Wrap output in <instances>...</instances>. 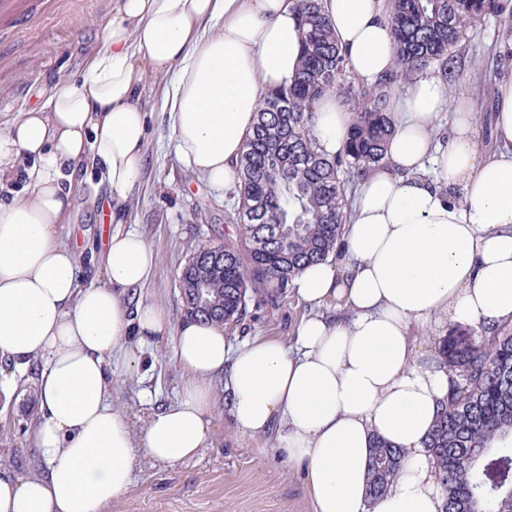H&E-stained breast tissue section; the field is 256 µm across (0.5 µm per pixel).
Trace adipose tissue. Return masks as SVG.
Masks as SVG:
<instances>
[{
	"mask_svg": "<svg viewBox=\"0 0 512 512\" xmlns=\"http://www.w3.org/2000/svg\"><path fill=\"white\" fill-rule=\"evenodd\" d=\"M349 70L365 84L394 68L386 0H322ZM291 0H118L78 78L42 91L38 106L0 121V180L23 176L0 202V361L30 374L38 417L30 443L42 475L0 470V512H102L131 486L136 453L174 465L207 447L214 381L240 435L273 437L301 474L310 512H443L444 491L423 446L448 391L435 322L512 323V80L492 114L495 149L481 154L474 117L454 114V140L432 133L450 105L439 78L393 92L386 163L352 198L336 254L293 281L307 313L291 342L230 343L223 326L170 328L154 303L129 305L157 256L121 202L146 167L150 76L188 170L230 187L266 93L300 57ZM318 148L344 150L352 116L337 95L313 105ZM98 166L117 208L98 248L105 281L82 285L71 244V185ZM171 338L188 376L178 400L133 435L112 403L116 375L133 376L147 346ZM403 449L401 478L367 496L375 439Z\"/></svg>",
	"mask_w": 512,
	"mask_h": 512,
	"instance_id": "obj_1",
	"label": "adipose tissue"
}]
</instances>
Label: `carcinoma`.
Instances as JSON below:
<instances>
[{
	"label": "carcinoma",
	"instance_id": "1",
	"mask_svg": "<svg viewBox=\"0 0 512 512\" xmlns=\"http://www.w3.org/2000/svg\"><path fill=\"white\" fill-rule=\"evenodd\" d=\"M303 50L288 84L267 93L239 159L237 209L222 249L191 248L178 275L185 316L230 328L248 303L274 307L300 270L328 260L342 235L347 184L385 160L394 133L387 99L399 78L437 66L458 76L453 49L489 16L512 21V0H390L395 70L371 89L349 79L322 0H294ZM335 93L352 113L346 151L330 157L311 133L315 100ZM448 394L424 447L444 512H512V324L457 325L439 339ZM405 453L374 441L369 496L386 494Z\"/></svg>",
	"mask_w": 512,
	"mask_h": 512
}]
</instances>
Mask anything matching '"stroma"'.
<instances>
[{"mask_svg": "<svg viewBox=\"0 0 512 512\" xmlns=\"http://www.w3.org/2000/svg\"><path fill=\"white\" fill-rule=\"evenodd\" d=\"M117 0H0V117L11 118L38 104L40 90L72 79L99 45ZM504 19L489 17L471 29L457 48L460 74L450 85L452 98L464 99L476 117L482 150L493 148L490 116L495 88L512 73V41ZM143 100L149 116L148 171L140 194L128 204L131 226L157 253L149 282L127 290L129 302L157 304L171 326L183 319L176 281L189 247L224 229L234 209L232 188L210 185L191 173L170 145L171 125L161 110L163 79L150 78ZM73 239L98 240L112 223L108 188L98 171L77 173L72 189ZM306 309L295 296L275 308L252 306L229 331L230 341L276 336L291 341ZM150 361L137 377L115 378L114 404L133 431H141L154 411L173 403L186 381L170 358V344L151 348ZM213 439L195 458L174 467L143 462L128 491L109 512H309L304 485L269 438L240 436L224 414L223 386H214ZM36 417L32 391L0 401V468L33 475L29 431Z\"/></svg>", "mask_w": 512, "mask_h": 512, "instance_id": "35a3bbf8", "label": "stroma"}]
</instances>
